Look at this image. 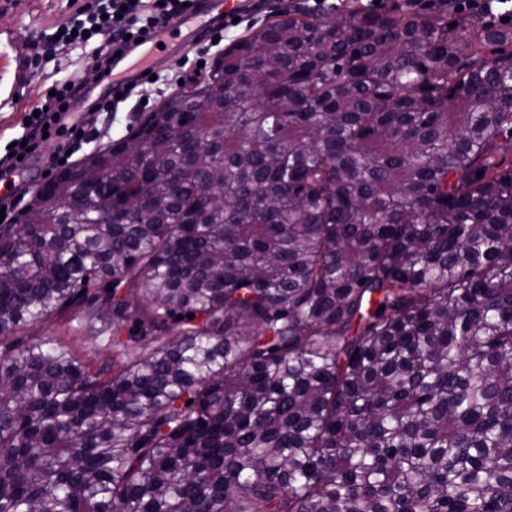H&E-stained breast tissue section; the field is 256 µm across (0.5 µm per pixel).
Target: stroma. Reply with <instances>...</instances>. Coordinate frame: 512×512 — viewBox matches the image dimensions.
<instances>
[{"label": "stroma", "mask_w": 512, "mask_h": 512, "mask_svg": "<svg viewBox=\"0 0 512 512\" xmlns=\"http://www.w3.org/2000/svg\"><path fill=\"white\" fill-rule=\"evenodd\" d=\"M85 0H0V155L9 142L22 132L26 114L44 100L52 87L78 79L87 98L77 100L74 108L92 113L91 137L83 144L82 154H89L101 145L125 135L134 114L154 111L173 88L171 76L197 73L200 64H212L219 50L209 47V33H201L185 51L171 55L155 70L156 78L149 86L147 102L128 101L116 112H98L94 98L98 96L100 80H89L92 59L103 36L86 43L58 46L57 30L73 19ZM50 143H42L31 158L22 177L0 176V196L10 195L13 203L7 217L16 223L30 202L37 185L45 183L44 158ZM76 309H69L36 327L17 330L10 336L12 346L20 348L44 336H51L67 346L82 363L96 367L111 363L112 351L105 339H90L80 327Z\"/></svg>", "instance_id": "35a3bbf8"}]
</instances>
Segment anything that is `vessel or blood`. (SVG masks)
I'll return each instance as SVG.
<instances>
[{"label": "vessel or blood", "mask_w": 512, "mask_h": 512, "mask_svg": "<svg viewBox=\"0 0 512 512\" xmlns=\"http://www.w3.org/2000/svg\"><path fill=\"white\" fill-rule=\"evenodd\" d=\"M248 0H193L191 7L176 21L158 27L148 38V47L134 46L115 57L113 80H139L146 66L161 65L169 50L185 46L194 33L218 24L232 10L246 7Z\"/></svg>", "instance_id": "vessel-or-blood-1"}]
</instances>
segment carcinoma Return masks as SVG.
Returning <instances> with one entry per match:
<instances>
[{"instance_id": "obj_1", "label": "carcinoma", "mask_w": 512, "mask_h": 512, "mask_svg": "<svg viewBox=\"0 0 512 512\" xmlns=\"http://www.w3.org/2000/svg\"><path fill=\"white\" fill-rule=\"evenodd\" d=\"M413 2L295 0L0 224V512H512V20ZM81 292L112 369L5 345Z\"/></svg>"}]
</instances>
